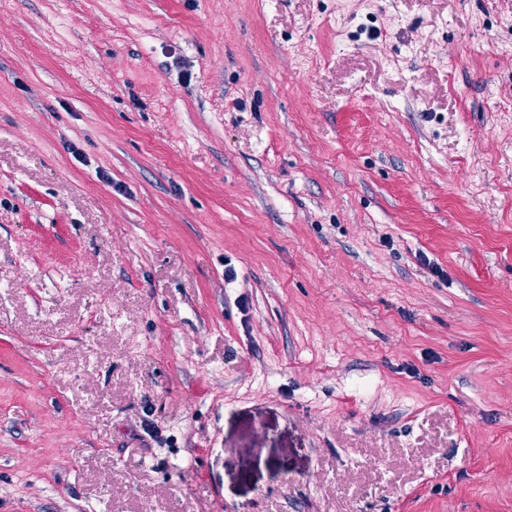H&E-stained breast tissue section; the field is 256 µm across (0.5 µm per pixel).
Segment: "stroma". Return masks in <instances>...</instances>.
<instances>
[{
    "mask_svg": "<svg viewBox=\"0 0 512 512\" xmlns=\"http://www.w3.org/2000/svg\"><path fill=\"white\" fill-rule=\"evenodd\" d=\"M0 294V512H512V0H0Z\"/></svg>",
    "mask_w": 512,
    "mask_h": 512,
    "instance_id": "35a3bbf8",
    "label": "stroma"
}]
</instances>
